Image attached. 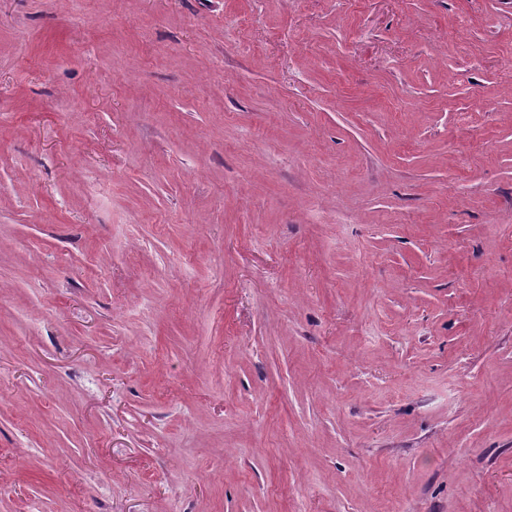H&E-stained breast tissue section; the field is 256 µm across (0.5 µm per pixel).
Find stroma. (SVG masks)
<instances>
[{
	"label": "stroma",
	"instance_id": "1",
	"mask_svg": "<svg viewBox=\"0 0 512 512\" xmlns=\"http://www.w3.org/2000/svg\"><path fill=\"white\" fill-rule=\"evenodd\" d=\"M0 512H512V0H0Z\"/></svg>",
	"mask_w": 512,
	"mask_h": 512
}]
</instances>
